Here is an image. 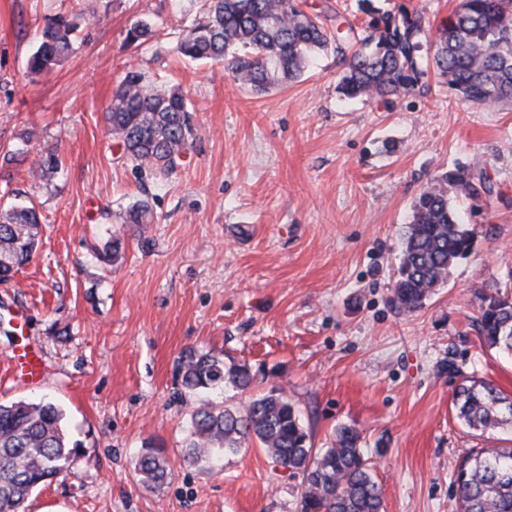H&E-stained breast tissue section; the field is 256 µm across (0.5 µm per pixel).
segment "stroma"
<instances>
[{"mask_svg":"<svg viewBox=\"0 0 512 512\" xmlns=\"http://www.w3.org/2000/svg\"><path fill=\"white\" fill-rule=\"evenodd\" d=\"M203 9L0 0V204L34 203L42 219L37 254L0 284V402L52 399L83 445L25 512H298L300 477L257 444L219 471L184 462L192 404L177 367L189 348L248 365L252 394L284 388L314 447L337 425L358 429L383 512H455L465 451L512 442L464 427L452 404L462 374L512 395V360L484 346L474 322L479 292L512 295V102L466 101L438 77L427 37L420 82L393 104L344 98L330 51L257 95L222 66L176 53ZM76 14L85 23L73 53L30 74L47 19ZM139 17L157 34L127 45ZM133 67L181 85L199 125L185 165L159 180L122 158L104 120ZM21 147L29 161L7 162ZM50 152L62 176L35 169ZM478 159L492 194L450 197L472 252L422 309L398 314L390 297L415 198ZM140 200L154 223H124ZM112 239L117 258L98 262L93 249ZM23 346L43 362L34 385L11 375ZM444 360L455 373H438ZM150 451L168 464L153 489L135 471Z\"/></svg>","mask_w":512,"mask_h":512,"instance_id":"obj_1","label":"stroma"}]
</instances>
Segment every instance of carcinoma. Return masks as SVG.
<instances>
[{"label": "carcinoma", "mask_w": 512, "mask_h": 512, "mask_svg": "<svg viewBox=\"0 0 512 512\" xmlns=\"http://www.w3.org/2000/svg\"><path fill=\"white\" fill-rule=\"evenodd\" d=\"M176 50L189 61H211L241 86L266 92L302 76L312 56L333 50L345 63L339 86L348 99H382L390 104L414 88L421 72L416 52L425 34L420 12L400 6L381 12L359 0L369 17L367 34L341 30L306 11L298 0H206ZM77 18L58 16L41 31L28 67L51 72L74 46ZM154 35V23L137 19L127 30L129 44ZM433 63L449 87L482 106L512 101V0H468L435 30ZM105 120L122 156L141 171L167 176L198 138V127L179 86L146 83L135 69L112 93ZM439 187L422 192L401 235L398 279L390 298L398 313L410 315L440 287L449 269L473 247V231L448 202V190L477 198L491 192L486 171L458 169L437 177ZM153 214L140 201L126 213L127 224H150ZM40 215L34 205L0 210V281L11 279L36 254ZM475 318L490 348L512 357V296L481 292ZM184 397L193 402L184 460L215 466L247 439L292 474L302 476L300 512H380L381 490L353 427H336L330 446L313 454L299 412L281 388L243 404L211 395L247 392L254 375L246 365H226L214 352L189 349L179 360ZM456 418L474 431L512 430V395L491 383L464 378L454 393ZM82 447L63 425L52 402L0 403V512H22L31 492L69 469ZM142 484L151 488L167 474L155 453L137 462ZM460 512H512V447L471 448L454 481Z\"/></svg>", "instance_id": "cac0c4a2"}]
</instances>
